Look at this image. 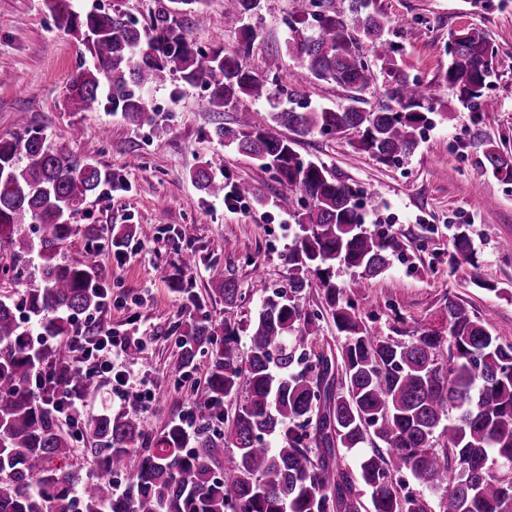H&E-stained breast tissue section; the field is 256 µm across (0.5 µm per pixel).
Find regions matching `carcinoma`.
<instances>
[{
	"label": "carcinoma",
	"instance_id": "carcinoma-1",
	"mask_svg": "<svg viewBox=\"0 0 512 512\" xmlns=\"http://www.w3.org/2000/svg\"><path fill=\"white\" fill-rule=\"evenodd\" d=\"M296 0L288 54L307 75L350 92L342 107L290 108L274 122L302 137L358 135V148L381 163L410 156L432 123L437 101L398 64L401 47L388 38L389 20L350 0L348 23L324 0ZM200 0H155L141 27L115 9L78 12L72 0H45L54 27L72 36L91 65L79 66L65 86L76 111L112 108L137 127L156 123L143 91L176 78L209 91L217 113L242 97H271L267 78L241 63L254 39L241 30L234 50H203L179 22L204 20ZM371 45L372 59L357 43ZM446 80L459 103L482 110L496 69V53L475 28L450 35ZM388 103L365 112L356 103L373 88L378 71ZM212 135L250 157L287 188L277 206L292 213L298 231L288 250V288L273 290L251 326L250 356L239 360L237 330H219L206 316L178 322L179 353L171 375L181 377L205 357L208 366L194 404L210 414L236 401L222 429L202 423L189 432L172 420L157 431L129 403L118 413L82 422L92 442L93 472L70 458L74 440L61 415L31 389L34 362L66 379L63 338L73 320L101 304L104 285L95 256L101 230L71 223L87 199L123 186L122 175L51 144L39 129L0 136V278L25 281L19 294L0 293V512H512V344L499 342L492 323L448 296L438 330L422 325L412 339L378 336L365 324L351 289L336 283V269L370 279L384 274L405 250L394 235L365 227L363 190L322 163L303 158L296 139L240 113L236 126L217 124ZM483 171L512 182V155L488 141ZM192 181L207 195H224V181L202 164ZM81 235V250H69ZM448 262L469 266L483 286L468 225L455 227ZM319 281L324 304L307 309L301 296ZM214 292L227 306L242 293L219 276ZM331 319L344 342L315 351L311 338ZM61 338L33 351V332ZM356 469L341 451L361 448ZM232 458L221 466L224 449ZM408 472L422 487L440 488L437 506L404 491L396 475ZM126 476L123 493L111 476ZM370 490V501L362 489Z\"/></svg>",
	"mask_w": 512,
	"mask_h": 512
}]
</instances>
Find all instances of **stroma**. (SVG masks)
Returning a JSON list of instances; mask_svg holds the SVG:
<instances>
[{"label":"stroma","mask_w":512,"mask_h":512,"mask_svg":"<svg viewBox=\"0 0 512 512\" xmlns=\"http://www.w3.org/2000/svg\"><path fill=\"white\" fill-rule=\"evenodd\" d=\"M391 22V39L403 52L401 66L434 93L440 108L415 152L397 165H385L356 149V134L298 139L302 157L319 161L338 177L365 190L369 219L377 230L401 238L406 249L374 279L337 269L336 280L351 288L370 330L389 334L397 318L407 329L440 322L447 296L460 298L477 315L490 317L500 342L512 343V254L499 243L512 239V184H503L480 167L486 141L512 150V0H373ZM204 24L183 18L191 40L205 48L235 49L241 27L256 35L245 65L264 73L265 59L284 50L293 0H260L244 21H236L234 0H202ZM483 31L497 52V75L486 91L488 110L462 107L445 81L451 32ZM82 58L72 36L57 31L44 0H0V134L24 126L42 128L54 145L98 161L122 175L124 186L88 198L73 223L95 224L104 231L130 227L124 256L101 244L97 268L112 288L105 320L118 335L144 338L130 361L134 371L153 382L155 400L144 420L159 429L180 417L203 383L198 366L181 387H174L169 366L178 351L170 328L198 310L172 281L189 278L195 294L216 327L239 329L240 353H247L249 323L266 290L288 285V247L297 227L275 204L282 186L250 158L225 147L211 135L216 123L234 126L240 110L256 122H271V106L247 99L214 115L204 87L179 81L154 88L148 104L158 114L153 128L130 125L121 114L73 111L63 99L64 86ZM348 93L333 83L301 79L280 92L281 108L297 104L338 107ZM208 165L216 178L245 180L257 198L235 209L204 194L192 171ZM196 225L191 244L177 237L182 225ZM470 227L484 287L470 283L463 269L448 264L453 228ZM192 247L198 264L183 273L180 255ZM233 278L243 292L238 305L226 306L212 291L216 272ZM266 288H258V280Z\"/></svg>","instance_id":"1"}]
</instances>
